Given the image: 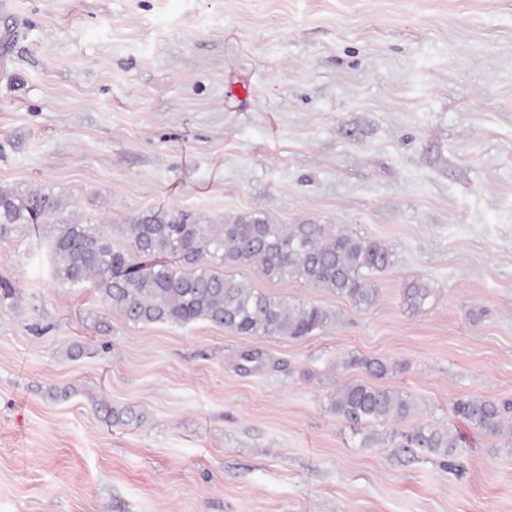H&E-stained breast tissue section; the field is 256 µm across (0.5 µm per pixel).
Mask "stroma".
I'll list each match as a JSON object with an SVG mask.
<instances>
[{"instance_id":"stroma-1","label":"stroma","mask_w":512,"mask_h":512,"mask_svg":"<svg viewBox=\"0 0 512 512\" xmlns=\"http://www.w3.org/2000/svg\"><path fill=\"white\" fill-rule=\"evenodd\" d=\"M0 11V186L103 231L148 212L263 211L391 246L368 309L311 336L136 325L53 278L56 225L0 236V512H512V434L455 418L512 401V0H12ZM441 294L409 311L411 278ZM86 353L71 357L73 345ZM264 368L241 373L243 352ZM449 459L362 446L329 407L348 356ZM71 390L70 398L59 395ZM138 421L105 422L97 401ZM344 364L346 368L362 369L367 377L373 379H382L398 371L397 364L385 359H365L349 356L345 359ZM453 414L488 435H501L506 426V414L512 411V403H497L471 396L460 397L452 405Z\"/></svg>"}]
</instances>
